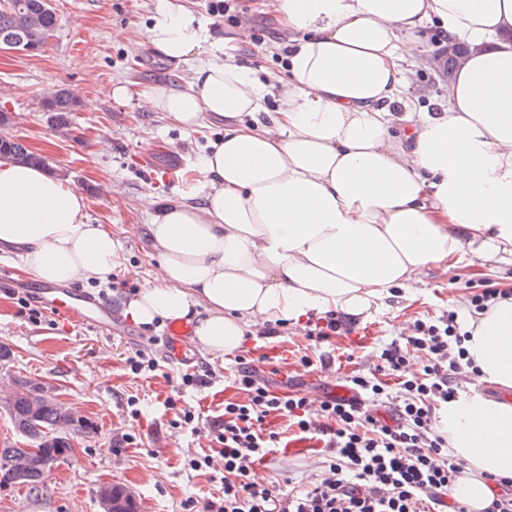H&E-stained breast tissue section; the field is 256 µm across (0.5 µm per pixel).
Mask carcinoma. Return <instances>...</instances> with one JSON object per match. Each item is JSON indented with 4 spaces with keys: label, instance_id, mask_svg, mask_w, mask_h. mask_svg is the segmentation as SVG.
I'll list each match as a JSON object with an SVG mask.
<instances>
[{
    "label": "carcinoma",
    "instance_id": "cac0c4a2",
    "mask_svg": "<svg viewBox=\"0 0 512 512\" xmlns=\"http://www.w3.org/2000/svg\"><path fill=\"white\" fill-rule=\"evenodd\" d=\"M33 19L37 27L35 44L42 51L57 30L59 18L46 0H0V42L30 41L31 35L21 18ZM84 106L72 90L61 87L44 98L42 109L51 113L52 125L62 135L73 132L72 115ZM13 122H5L0 111V157L50 169L48 159L32 151L9 132ZM16 390L0 398L18 439L0 445V489L23 487L37 494L46 487L53 465L70 457L75 448L74 435L87 437L92 426L66 408L44 381L18 378ZM113 512H138L135 496L124 485L110 484Z\"/></svg>",
    "mask_w": 512,
    "mask_h": 512
}]
</instances>
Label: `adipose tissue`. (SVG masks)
<instances>
[{"mask_svg": "<svg viewBox=\"0 0 512 512\" xmlns=\"http://www.w3.org/2000/svg\"><path fill=\"white\" fill-rule=\"evenodd\" d=\"M288 34L280 75L224 53L193 0H159L143 41L183 87L144 103L174 125L224 127L196 169L202 203L141 202L158 259L130 299L136 324L186 320L198 346L232 355L258 326L328 313L368 318L395 290L454 269L462 253L512 267V0H273ZM472 52L422 112L403 96L428 28ZM66 179L0 160V246L45 283L108 282L120 265L110 231L86 221ZM481 381L438 427L467 467L452 496L484 512L512 479V296L468 322Z\"/></svg>", "mask_w": 512, "mask_h": 512, "instance_id": "1", "label": "adipose tissue"}]
</instances>
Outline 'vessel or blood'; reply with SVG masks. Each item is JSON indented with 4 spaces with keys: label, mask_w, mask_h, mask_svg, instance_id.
I'll return each mask as SVG.
<instances>
[{
    "label": "vessel or blood",
    "mask_w": 512,
    "mask_h": 512,
    "mask_svg": "<svg viewBox=\"0 0 512 512\" xmlns=\"http://www.w3.org/2000/svg\"><path fill=\"white\" fill-rule=\"evenodd\" d=\"M32 299L53 312L79 318L86 325L115 334L121 326L112 313V304L94 296L65 286H38L31 293ZM192 330L182 322L171 323L163 338L164 349L170 362L189 365L195 362L197 350L191 342Z\"/></svg>",
    "instance_id": "obj_1"
}]
</instances>
